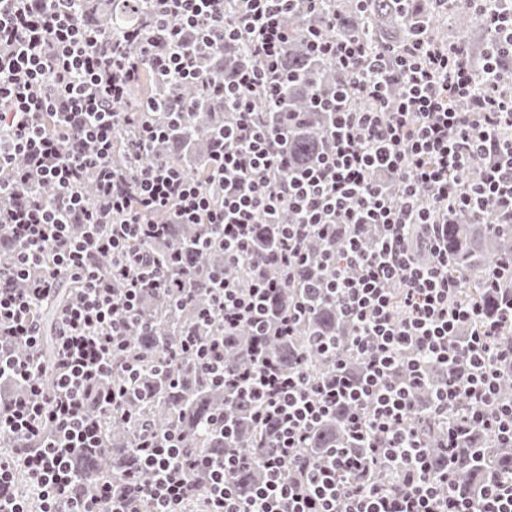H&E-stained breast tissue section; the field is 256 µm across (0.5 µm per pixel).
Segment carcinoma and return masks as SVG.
Instances as JSON below:
<instances>
[{
	"mask_svg": "<svg viewBox=\"0 0 512 512\" xmlns=\"http://www.w3.org/2000/svg\"><path fill=\"white\" fill-rule=\"evenodd\" d=\"M340 28L350 34L364 37L373 46L398 48L412 33L422 31L438 42L463 40L470 48L471 61L482 67L485 58L495 52L491 35L479 24L476 15L467 7L448 3L443 10L435 0H368L365 6L356 0L336 3ZM80 22L92 29L106 27L113 32L144 26L145 16L127 0H85L79 14ZM291 36L282 55L284 69L297 77L288 85L280 106L273 109L263 99L257 107L266 116L271 128L289 126L288 170L305 168L328 147L331 115L313 106L312 99L334 91L341 74L331 63L315 57L308 49L307 19L301 13L288 18ZM251 58L241 44L228 43L214 51L208 78L218 80L231 76ZM158 85L152 73L143 69L131 93V104L157 98L166 102L171 112L176 102L170 99V90ZM184 97L193 100L190 113L170 129L168 137L157 145V153L166 160L180 165L188 173L200 177L205 173L206 158L214 150L219 131L224 127L225 112L214 100L200 94L198 89L184 88ZM275 224H259L256 228L258 252L268 256L277 245ZM168 245L186 255L184 266L176 269L174 279L179 288L152 291L143 299L144 317L150 330L128 337L130 348L156 373L145 377L154 397L144 413L156 429L175 428L186 436L187 446L203 448L211 454L222 455L234 449L252 456L262 447L258 431L253 429L249 410L232 390L212 384V380L194 372L186 365L168 367L162 356L180 340L181 336L198 324V311L209 305L210 281L208 271L224 268V251L219 247L199 250L197 235L189 224H172ZM512 254V225L492 227L479 224L468 211L448 214V267L462 274L459 288L461 298L474 301L489 313L495 311L497 294L485 287L488 270L498 259ZM311 267L295 276L294 285L285 288L269 310L273 318L288 305L303 296L305 279L314 277ZM52 302L39 307L36 317L42 325L40 357L45 364L52 363L55 355L56 310L65 305L80 282L74 277L63 280ZM346 328L345 319L335 305L318 303L315 311L299 333L289 339H276L269 343L267 354L288 369L303 360L305 368L314 375L326 372L330 365L314 351L309 339L314 336L334 337ZM250 332L239 331L227 343L224 351V371H234L247 364L246 347ZM223 413L234 419V433L229 438L219 432H206L208 420ZM346 411H336V418L314 432L311 448H326L345 439ZM442 430L432 426L427 444L432 463L440 468L447 463L446 449L441 447ZM135 431L131 424L114 420L109 425L104 447L83 453L76 468L87 489L93 491L104 479L119 477L137 468L134 452ZM452 478L463 493L475 499L482 488L512 476V447L501 445L488 434H475L465 438L451 463ZM261 480L255 466L238 470L233 481L246 497Z\"/></svg>",
	"mask_w": 512,
	"mask_h": 512,
	"instance_id": "cac0c4a2",
	"label": "carcinoma"
}]
</instances>
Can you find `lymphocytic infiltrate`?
Returning <instances> with one entry per match:
<instances>
[{"label":"lymphocytic infiltrate","mask_w":512,"mask_h":512,"mask_svg":"<svg viewBox=\"0 0 512 512\" xmlns=\"http://www.w3.org/2000/svg\"><path fill=\"white\" fill-rule=\"evenodd\" d=\"M148 25L164 38L156 48L139 30L92 31L77 21L81 0H0V227L12 242L0 259V512H512V478L463 496L447 471L434 469L427 430L414 420L416 393L432 389L431 416L446 448L481 430L512 444V399L500 381L512 367V288L500 280L512 257L488 275L499 292L495 313L456 299L459 276L448 267V213L467 209L486 224H512V68L487 58L475 77L465 47L414 34L383 51L337 33L328 0H149ZM512 56V12L495 0H463ZM308 20V46L353 81L365 100L355 111L344 89L332 101V144L317 163L277 174L288 132L264 129L257 97L280 99L282 49L295 11ZM141 40L139 55L125 42ZM244 42L254 59L231 80H206L209 49ZM161 83L199 85L230 117L200 180L154 153L166 135L153 102L129 118L128 95L143 64ZM134 164L115 166L117 142ZM486 164L476 179L474 159ZM94 200H87L86 186ZM52 199L35 195V187ZM278 220L277 248L254 258L255 227ZM172 224L203 225L202 243L224 246V263L245 266L239 280L211 274V302L200 318L208 337L183 336L174 359L227 381L252 406L258 427L272 426L269 448L254 463L263 481L242 499L232 481L247 459L235 452L193 453L174 429L143 427L135 451L141 468L89 492L75 456L103 447L108 418L134 421L132 402L145 367L127 336L143 328L140 297L170 288L177 250L153 251ZM431 254L415 261L410 228ZM326 241L319 258L309 238ZM305 301L269 320L270 302L311 263ZM80 288L57 312L56 358L44 366L34 309L52 300L64 275ZM330 299L344 316L345 341L320 338L314 348L340 359L349 344L365 363L353 380L343 370L315 377L283 370L265 357L269 337L288 338L311 309ZM472 331L457 343L459 324ZM252 331L256 365L224 371L226 339ZM444 371L431 383L425 368ZM347 409L350 444L303 450L318 423ZM387 467L388 481L375 479Z\"/></svg>","instance_id":"lymphocytic-infiltrate-1"}]
</instances>
